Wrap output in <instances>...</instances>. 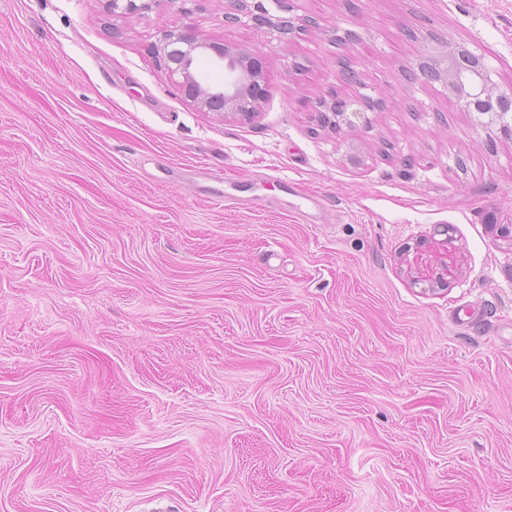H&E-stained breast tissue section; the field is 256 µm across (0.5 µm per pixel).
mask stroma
Returning <instances> with one entry per match:
<instances>
[{"instance_id":"35a3bbf8","label":"stroma","mask_w":512,"mask_h":512,"mask_svg":"<svg viewBox=\"0 0 512 512\" xmlns=\"http://www.w3.org/2000/svg\"><path fill=\"white\" fill-rule=\"evenodd\" d=\"M354 2L0 0V512H512V141L410 39L512 89V0ZM182 24L261 54L254 119L182 98ZM343 58L384 107L334 133ZM105 2L112 16H120L148 11L155 0H106ZM240 8L237 13L226 12L224 14V22L228 25L239 24L243 22V18H247L252 24L261 32L271 33L276 32L278 36L281 34H298L304 35L308 31V24L310 26L316 25V21L308 19L306 17H288L281 18L276 25H272L266 18L265 15L259 16L254 13L250 6L244 1H239Z\"/></svg>"}]
</instances>
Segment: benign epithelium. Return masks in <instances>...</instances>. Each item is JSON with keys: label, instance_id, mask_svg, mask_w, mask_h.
I'll return each mask as SVG.
<instances>
[{"label": "benign epithelium", "instance_id": "benign-epithelium-1", "mask_svg": "<svg viewBox=\"0 0 512 512\" xmlns=\"http://www.w3.org/2000/svg\"><path fill=\"white\" fill-rule=\"evenodd\" d=\"M153 2L155 0H106V8L112 15L120 16L148 11ZM239 4L238 12L224 14V22L239 24L246 18L262 32L273 31L279 35H303L308 26L316 24L314 20L292 16L273 25L254 13L244 0H239ZM154 51L159 64L176 78L182 97L197 108L248 120L266 94L254 64L259 54L253 50L199 40L185 25L161 30ZM201 55L208 56L216 67L224 70V81L206 83L196 75L195 63ZM418 70L424 79L442 82L461 109L489 116V120L497 123L499 134L512 140V90L496 91L495 70L484 56L450 41L442 54L423 53ZM321 99L331 117L330 126L336 129L343 125L366 126L370 124L367 113L381 109V102L367 94L346 96L334 89Z\"/></svg>", "mask_w": 512, "mask_h": 512}]
</instances>
